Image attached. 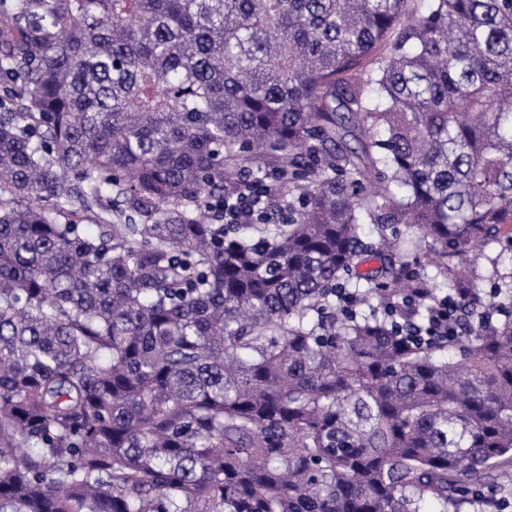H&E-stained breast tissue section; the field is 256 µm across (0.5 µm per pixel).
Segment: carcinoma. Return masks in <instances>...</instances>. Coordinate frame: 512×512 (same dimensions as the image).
Returning <instances> with one entry per match:
<instances>
[{
    "label": "carcinoma",
    "instance_id": "1",
    "mask_svg": "<svg viewBox=\"0 0 512 512\" xmlns=\"http://www.w3.org/2000/svg\"><path fill=\"white\" fill-rule=\"evenodd\" d=\"M482 247L512 0H0V512H494ZM438 284L463 328L421 344ZM257 202L253 201L250 198H242L237 202V204L229 208L224 205V222H236L238 224H250L253 220L255 213V205Z\"/></svg>",
    "mask_w": 512,
    "mask_h": 512
}]
</instances>
